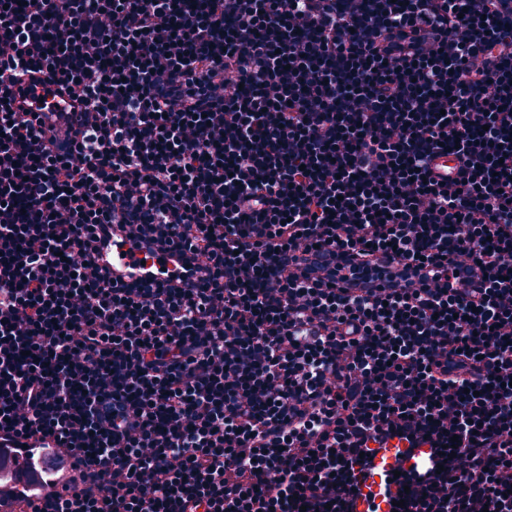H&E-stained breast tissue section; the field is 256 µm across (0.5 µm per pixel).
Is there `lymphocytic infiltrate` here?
Segmentation results:
<instances>
[{
  "mask_svg": "<svg viewBox=\"0 0 512 512\" xmlns=\"http://www.w3.org/2000/svg\"><path fill=\"white\" fill-rule=\"evenodd\" d=\"M394 445L512 512V0H0V512H352ZM40 99L45 100L50 105L58 104V108L55 112L64 111L68 106L67 103H69L67 93L65 91H60L57 86H46L45 88L42 85H38L29 100V107L25 103H23V106L25 109H30L32 112H48L47 110L38 109L42 106ZM65 101L67 103H65ZM145 261V265L141 262ZM112 267V276L123 279H164L167 273L176 270V256L160 262L156 257L146 258V252L136 249L132 242L118 229L112 231V246L98 260Z\"/></svg>",
  "mask_w": 512,
  "mask_h": 512,
  "instance_id": "f902f5d3",
  "label": "lymphocytic infiltrate"
}]
</instances>
